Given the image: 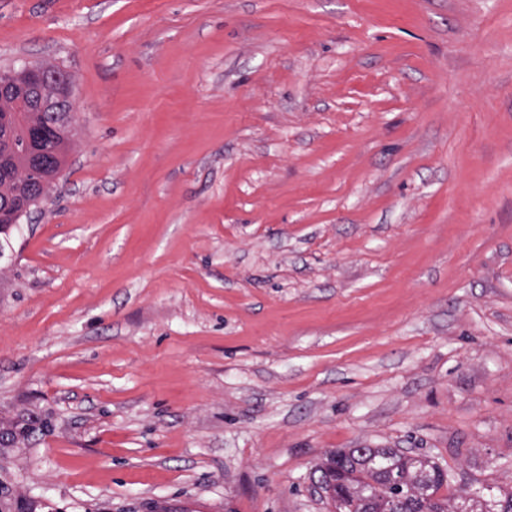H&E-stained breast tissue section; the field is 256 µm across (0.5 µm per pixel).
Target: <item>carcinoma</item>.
<instances>
[{"mask_svg":"<svg viewBox=\"0 0 512 512\" xmlns=\"http://www.w3.org/2000/svg\"><path fill=\"white\" fill-rule=\"evenodd\" d=\"M0 186V212L6 215L14 204L11 192H27L29 184L20 174L1 170ZM386 466L393 468L399 482L382 479L381 468ZM320 472L325 483H333L329 499L336 512H512V493L497 501L479 494L466 499L439 495L448 484V473L428 458L408 457L394 448H368L363 455L339 449Z\"/></svg>","mask_w":512,"mask_h":512,"instance_id":"cac0c4a2","label":"carcinoma"}]
</instances>
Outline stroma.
Masks as SVG:
<instances>
[{"label":"stroma","mask_w":512,"mask_h":512,"mask_svg":"<svg viewBox=\"0 0 512 512\" xmlns=\"http://www.w3.org/2000/svg\"><path fill=\"white\" fill-rule=\"evenodd\" d=\"M26 63L76 131L0 265L10 512L512 492V0H0ZM365 449L364 455L350 448L336 450L320 469L323 481L327 485L333 482V494L327 495L336 512H388V508L395 512H512V493H504V500L497 501L490 494L482 498L481 491L476 497L469 494L467 499L460 494L438 496L448 485V473L436 462L404 456L394 448ZM386 466L393 467L399 482L382 479L379 470ZM349 471L358 476L343 480V473ZM497 507L500 510H495ZM423 508L425 511H421Z\"/></svg>","instance_id":"1"}]
</instances>
